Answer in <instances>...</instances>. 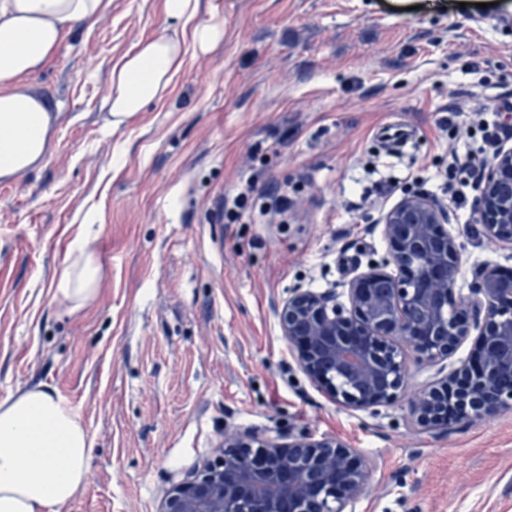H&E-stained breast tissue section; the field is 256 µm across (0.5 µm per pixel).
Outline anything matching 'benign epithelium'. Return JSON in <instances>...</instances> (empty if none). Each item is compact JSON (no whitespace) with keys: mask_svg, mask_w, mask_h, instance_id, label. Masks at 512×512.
<instances>
[{"mask_svg":"<svg viewBox=\"0 0 512 512\" xmlns=\"http://www.w3.org/2000/svg\"><path fill=\"white\" fill-rule=\"evenodd\" d=\"M483 236L512 245V148L496 147L473 198ZM444 206L406 193L377 223L388 243L381 261L347 288L297 287L278 309L282 336L296 345L306 376L350 410L398 399L407 351L441 362L477 332L472 356L425 389L409 409L423 428L445 423L448 389L467 386L454 419L470 422L512 407V277L478 272L455 297L462 242L443 228ZM335 439L287 441L229 432L217 457L195 465L159 512H347L366 487L371 463Z\"/></svg>","mask_w":512,"mask_h":512,"instance_id":"benign-epithelium-1","label":"benign epithelium"}]
</instances>
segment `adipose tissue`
Segmentation results:
<instances>
[{
  "label": "adipose tissue",
  "mask_w": 512,
  "mask_h": 512,
  "mask_svg": "<svg viewBox=\"0 0 512 512\" xmlns=\"http://www.w3.org/2000/svg\"><path fill=\"white\" fill-rule=\"evenodd\" d=\"M111 0H0V180L36 167L47 155L55 120L48 103L23 77L37 70L76 25L98 24ZM200 0H165L173 35L139 44L113 61L105 127L115 130L161 99L183 66L187 49L206 53L222 38L217 25L198 21ZM95 239L72 242L53 276L55 293L71 310L92 301L100 287ZM91 439L62 397L28 389L0 401V512H51L85 482Z\"/></svg>",
  "instance_id": "1"
}]
</instances>
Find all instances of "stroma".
<instances>
[{
    "label": "stroma",
    "instance_id": "1",
    "mask_svg": "<svg viewBox=\"0 0 512 512\" xmlns=\"http://www.w3.org/2000/svg\"><path fill=\"white\" fill-rule=\"evenodd\" d=\"M223 36L188 51L164 97L103 125L114 59L169 33L165 0H112L71 30L31 85L59 113L46 159L0 180V401L65 398L91 440L86 483L53 512H158L224 434L334 437L372 463L354 512H512V409L422 430L420 393L470 356H408L392 404L332 401L300 369L278 309L290 289L343 290L384 256L377 219L400 192L444 199L448 147L477 151L512 92V0H201ZM461 104V134L444 123ZM253 179L246 215L218 199ZM295 199L278 217L264 194ZM458 293L512 270V249L448 214ZM96 298L51 286L82 232Z\"/></svg>",
    "mask_w": 512,
    "mask_h": 512
}]
</instances>
